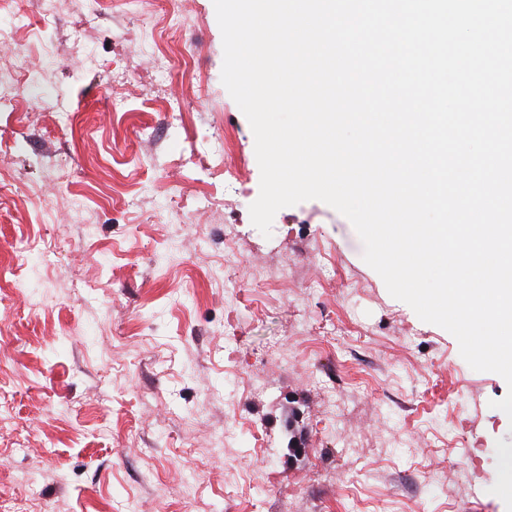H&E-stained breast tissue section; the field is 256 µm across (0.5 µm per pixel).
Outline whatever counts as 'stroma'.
<instances>
[{"label":"stroma","mask_w":512,"mask_h":512,"mask_svg":"<svg viewBox=\"0 0 512 512\" xmlns=\"http://www.w3.org/2000/svg\"><path fill=\"white\" fill-rule=\"evenodd\" d=\"M70 35L28 17L0 44L50 90L0 112V512L26 473L37 512H512L504 379L393 298L328 204L253 226L255 140L213 0H105Z\"/></svg>","instance_id":"1"}]
</instances>
